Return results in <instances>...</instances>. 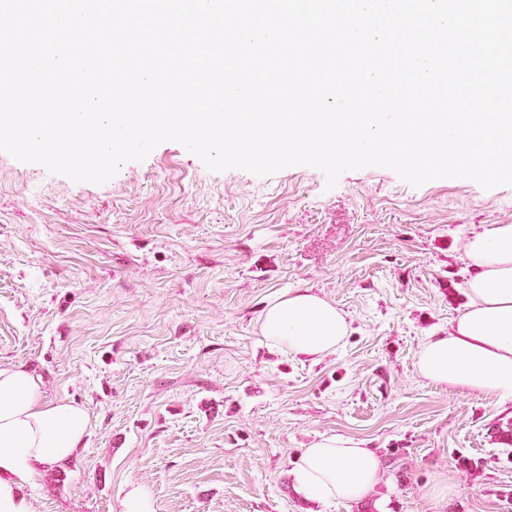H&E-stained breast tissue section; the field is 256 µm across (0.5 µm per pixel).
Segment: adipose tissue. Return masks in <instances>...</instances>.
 Masks as SVG:
<instances>
[{
    "label": "adipose tissue",
    "mask_w": 512,
    "mask_h": 512,
    "mask_svg": "<svg viewBox=\"0 0 512 512\" xmlns=\"http://www.w3.org/2000/svg\"><path fill=\"white\" fill-rule=\"evenodd\" d=\"M465 255L473 270L468 302L448 332L420 345L415 366L438 386L512 398V224L473 233ZM262 329L272 347L317 360L335 352L348 324L335 304L295 288L266 309ZM89 421L79 405L45 401L39 379L26 369H0V512H30L20 482L78 453ZM380 479L372 450L334 435L320 436L295 470L297 491L316 501L359 498Z\"/></svg>",
    "instance_id": "obj_1"
}]
</instances>
